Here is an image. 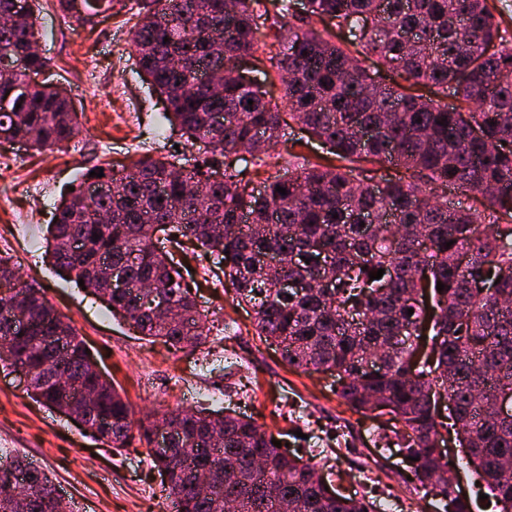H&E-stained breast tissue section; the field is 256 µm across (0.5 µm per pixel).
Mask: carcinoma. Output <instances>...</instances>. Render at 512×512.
I'll use <instances>...</instances> for the list:
<instances>
[{
    "label": "carcinoma",
    "instance_id": "1",
    "mask_svg": "<svg viewBox=\"0 0 512 512\" xmlns=\"http://www.w3.org/2000/svg\"><path fill=\"white\" fill-rule=\"evenodd\" d=\"M26 2L25 16L0 23V54L14 64L0 73V140L40 151L71 141L79 119L53 84L18 90L48 66L33 49ZM57 3L86 24L112 9V0ZM495 11L491 0H306L300 12L290 0H146L131 33L136 63L162 97L163 118L203 159L177 176L166 157L84 174L47 227L52 266L139 334L194 350L210 327L154 226L168 228L170 243H197L288 364L331 372L356 413L389 410L398 426L383 439L409 458L402 478L448 498L438 480L449 454L436 442L451 430L472 481L512 512V36ZM262 28L282 47L266 58L257 55ZM242 63L262 78L243 82ZM271 68L288 118L336 164L289 161L255 190L247 167L222 166L217 155L246 153L261 167L284 137L266 89ZM450 95L458 105L440 104ZM387 164L394 173L367 181ZM221 167L223 180L210 182ZM450 189L481 197L483 209L438 199ZM119 275L122 290L109 284ZM284 278L304 288L286 290ZM143 281L162 286L172 315L154 312ZM19 362L33 373L35 401L76 412L110 448L137 440L178 512H279V503L285 512H370L365 499L329 487L318 464L274 446L251 416L175 407L134 420L43 289L0 258V363ZM505 398L509 414L490 417ZM166 422L172 453L161 456L152 448ZM0 512L69 510L52 478L17 454L0 467Z\"/></svg>",
    "mask_w": 512,
    "mask_h": 512
}]
</instances>
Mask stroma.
I'll use <instances>...</instances> for the list:
<instances>
[{"instance_id":"stroma-1","label":"stroma","mask_w":512,"mask_h":512,"mask_svg":"<svg viewBox=\"0 0 512 512\" xmlns=\"http://www.w3.org/2000/svg\"><path fill=\"white\" fill-rule=\"evenodd\" d=\"M140 2L113 0L109 16L91 26L60 11L57 0H39V51L49 61L51 80L66 89L81 128L52 151L11 145V160L0 165V257L15 263L24 280L44 288L102 371L122 388L134 418L158 417L178 405L230 408L252 415L287 443L289 453L321 465L343 493L354 491L353 479L362 474L366 482L357 491L366 502L392 498L443 512L439 502L403 482L397 449L382 446L389 414L354 413L336 394L333 376L293 368L278 348L260 342L251 316L225 294L220 269L193 245L176 258L211 327L208 343L194 351L176 352L142 338L105 304L55 273L45 254L46 229L62 195L87 169L192 153L177 128L161 124L163 102L129 50ZM0 451L26 455L42 467L73 512H169L145 448L135 442L116 451L95 441L69 418L34 401L2 367Z\"/></svg>"}]
</instances>
